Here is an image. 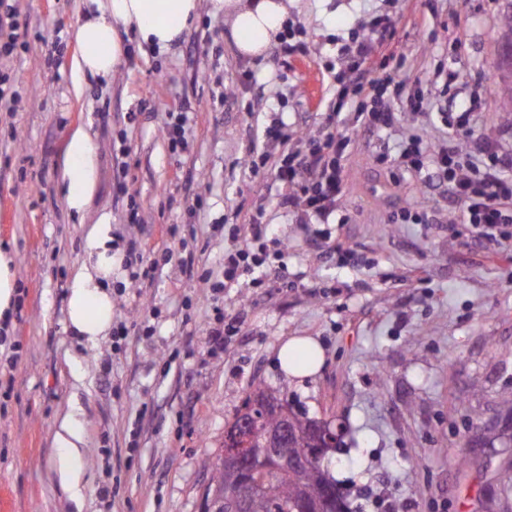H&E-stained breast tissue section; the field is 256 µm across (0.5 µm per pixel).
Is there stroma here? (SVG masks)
<instances>
[{
  "instance_id": "35a3bbf8",
  "label": "stroma",
  "mask_w": 512,
  "mask_h": 512,
  "mask_svg": "<svg viewBox=\"0 0 512 512\" xmlns=\"http://www.w3.org/2000/svg\"><path fill=\"white\" fill-rule=\"evenodd\" d=\"M93 0H17L26 46L0 62L18 98L0 112V243L12 256L17 301L0 327V499L6 512H202L224 432L259 380L317 418L344 422L336 481L353 512H512V246H479L467 224L447 226L448 202L418 178L390 180L373 156L390 151L421 118L348 149L347 224L296 223L282 188L259 184L249 149L278 153L272 120L314 134L333 96L338 47L369 15L394 37L378 55L404 59L397 77L438 94L426 79H455L445 111L479 96V125L512 142V71L499 18L512 0H303L291 10L293 50L238 55L223 16L201 8L166 52L140 50L109 78L78 75L72 38ZM319 83L306 90V73ZM188 116L183 145L164 133ZM92 143L94 186L82 214L65 202V147L76 130ZM433 210L434 224L386 225L393 211ZM269 281L223 287L224 254L255 210ZM108 217L120 249L137 243L157 263L152 279L115 268L112 315L127 335L78 343L67 295L86 236ZM342 242L363 257L340 269ZM317 338L325 361L297 382L277 350ZM81 425L71 465L83 499L59 479L54 433Z\"/></svg>"
}]
</instances>
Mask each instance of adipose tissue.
<instances>
[{"label": "adipose tissue", "mask_w": 512, "mask_h": 512, "mask_svg": "<svg viewBox=\"0 0 512 512\" xmlns=\"http://www.w3.org/2000/svg\"><path fill=\"white\" fill-rule=\"evenodd\" d=\"M95 12L75 31L80 53L74 69L80 74L106 77L124 61L120 30L131 31L140 45L168 51L197 19L201 6L230 23L234 44L242 55L260 57L282 38L289 13L284 0H96ZM92 152L89 137L75 131L66 156V203L82 212L92 190V172L86 161ZM118 253L112 248L108 223L102 222L85 242L84 259L72 278L67 296V329L78 342L96 344L112 320V269ZM277 358L288 378H307L321 368L324 352L312 337H292L279 348Z\"/></svg>", "instance_id": "adipose-tissue-1"}]
</instances>
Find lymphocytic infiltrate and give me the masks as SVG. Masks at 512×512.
<instances>
[{"label":"lymphocytic infiltrate","mask_w":512,"mask_h":512,"mask_svg":"<svg viewBox=\"0 0 512 512\" xmlns=\"http://www.w3.org/2000/svg\"><path fill=\"white\" fill-rule=\"evenodd\" d=\"M362 39L338 48L348 71L336 77L334 97L317 136L308 138L305 150L291 148L293 138L284 122L264 130L267 140L282 145L272 165L249 162L253 177L274 172L284 191L280 205L294 214L300 224H345L343 162L354 134L385 132L394 128L402 112L420 115L417 97L405 82L396 80V65L390 58L374 60L370 47L375 41L392 38L393 30L383 18L363 21ZM400 98L401 112L379 103L386 92ZM476 101L462 103L459 115L440 113L443 132L429 140L414 132L402 141L396 155L375 154L373 162L391 176H423L426 184L445 189L452 205V223L471 225L478 239L501 243L512 239V146L475 132L469 125ZM248 235L239 248L224 258V285L239 286L243 275L266 264L269 255L260 243L267 226L260 216H250Z\"/></svg>","instance_id":"1"}]
</instances>
